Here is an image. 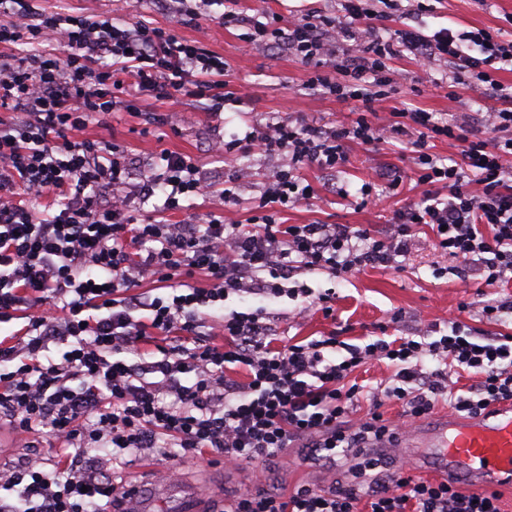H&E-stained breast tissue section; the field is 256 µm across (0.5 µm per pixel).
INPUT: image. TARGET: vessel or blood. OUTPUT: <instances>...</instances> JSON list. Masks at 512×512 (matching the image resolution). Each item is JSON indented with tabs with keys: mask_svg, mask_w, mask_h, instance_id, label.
Segmentation results:
<instances>
[{
	"mask_svg": "<svg viewBox=\"0 0 512 512\" xmlns=\"http://www.w3.org/2000/svg\"><path fill=\"white\" fill-rule=\"evenodd\" d=\"M405 461L430 467L438 479L468 475L480 486L512 483V404L498 406L483 415L461 419L445 415L431 432L407 435L401 446ZM209 489L188 479L155 481L152 486L132 487L125 512H205Z\"/></svg>",
	"mask_w": 512,
	"mask_h": 512,
	"instance_id": "b4317fda",
	"label": "vessel or blood"
}]
</instances>
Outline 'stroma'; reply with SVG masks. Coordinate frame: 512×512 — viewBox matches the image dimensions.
Here are the masks:
<instances>
[{
  "mask_svg": "<svg viewBox=\"0 0 512 512\" xmlns=\"http://www.w3.org/2000/svg\"><path fill=\"white\" fill-rule=\"evenodd\" d=\"M166 0H42L46 10L56 8L91 19L112 17L116 22L145 20L155 26L174 31L180 38L195 41L206 50L216 52L230 64L234 84L246 85L248 100L226 101L220 113L206 111L204 101L178 97L171 100L147 99L140 111H118L101 116L99 124L89 126V136L119 147L129 158L131 182H139L144 170L159 166L162 152L172 151L190 156L201 177L223 187L225 179L244 169L248 178L241 181L237 193L238 206L224 210L225 223L243 224L251 216L253 198L260 195L265 174L277 165L273 156L233 153L214 156L213 142L244 137L253 127L273 121H316L322 125L348 123L356 117L353 100L336 102L334 98L315 95L305 84L310 69L295 57L276 50L256 51L244 26L225 25L218 17L224 7L214 4L203 8L201 16L186 21L165 8ZM237 12L262 22L278 19L287 24L294 17L310 12L336 13L337 0H237ZM425 32L443 27L485 28L502 39H512V0H436L433 12L419 20ZM400 73L389 98L381 104V117L395 109L433 113L437 118L480 129V114L492 104L491 99L471 103L465 86L453 82L450 68L439 62L422 71L410 54L404 53L390 62ZM154 113L172 116L189 114V121L178 127L151 123ZM398 167L412 171L407 136H395L375 148L351 144L346 165L335 172L315 168L303 174L314 190L312 199L282 211V224H352L376 231L389 224L395 211L418 198V190L402 184L397 190L386 189L383 177ZM374 180L377 204L357 208L360 189ZM345 188L339 196L337 188ZM394 268L379 266L337 281L318 273L302 274V282L314 289L335 288L336 317L327 319L322 313L303 318H290L295 307L292 300H262L252 295L231 296L227 309L245 311L259 306L272 315V324L285 336L303 339L320 337L333 329H341L347 343L365 345L387 334L408 335L426 330L428 325L443 324L459 317L473 335L493 336L512 331V322L496 324L487 320L482 307L488 301H512V285L490 288L484 283L479 266L465 265L436 249L428 229H420L411 248L398 257ZM307 448H291L267 465L271 490L286 493L295 485L309 483L318 487L349 478V464L314 460ZM182 477L205 484L215 492V507H222L224 495L248 487L249 470H227L220 464L194 457L178 459Z\"/></svg>",
  "mask_w": 512,
  "mask_h": 512,
  "instance_id": "obj_1",
  "label": "stroma"
}]
</instances>
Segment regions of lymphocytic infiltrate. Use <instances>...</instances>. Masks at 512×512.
Instances as JSON below:
<instances>
[{
    "label": "lymphocytic infiltrate",
    "mask_w": 512,
    "mask_h": 512,
    "mask_svg": "<svg viewBox=\"0 0 512 512\" xmlns=\"http://www.w3.org/2000/svg\"><path fill=\"white\" fill-rule=\"evenodd\" d=\"M402 9L431 6L340 0L335 16L309 14L285 27L225 11L223 23L248 24L256 48L276 46L311 66L309 90L359 100L362 109L348 124L269 122L219 143L221 155L282 159L266 174L252 217L228 224L210 213L200 224H171L133 219L128 197L160 190L168 211L183 195L223 208L239 202L234 185L213 192L176 152L163 153L161 171L129 183L124 152L84 131L148 98L192 96L223 111L225 101L244 97L223 57L145 21H90L0 0V325L25 322L0 336V418L16 434L57 446L53 469L28 457L0 473V512H112L121 488L109 469L130 451L148 452L172 476L180 454L251 468L253 485L235 495L234 512H501L498 492L416 476L373 449L396 444L411 420L439 405L470 417L512 402L511 335L481 338L456 319L441 336L360 347L333 333L297 341L279 335L263 310H223L230 295L246 293L308 298L332 317L334 289L291 285L293 273L336 279L391 266L423 226L435 248L479 262L486 285L512 273V86L495 77L497 64L512 63V40L482 28L375 34L377 22ZM27 42L32 50L18 52ZM401 49L448 63L476 98L502 100L485 114L487 135L428 112L395 110L376 122L392 85L387 63ZM411 129L420 197L385 232L277 222L311 193L303 168L339 169L349 144L376 145ZM444 138L457 142L459 161L445 165L431 154V142ZM438 186L447 197L435 194ZM32 198L55 208L36 216ZM199 274L206 286L194 285ZM146 284L170 294L146 295ZM129 353L136 362L126 361ZM371 362L388 363L392 374L367 392L352 377ZM461 372L474 383L458 386ZM389 402L400 404L399 416H384ZM297 444L325 460L348 457L352 480L267 489L266 462Z\"/></svg>",
    "instance_id": "f902f5d3"
}]
</instances>
